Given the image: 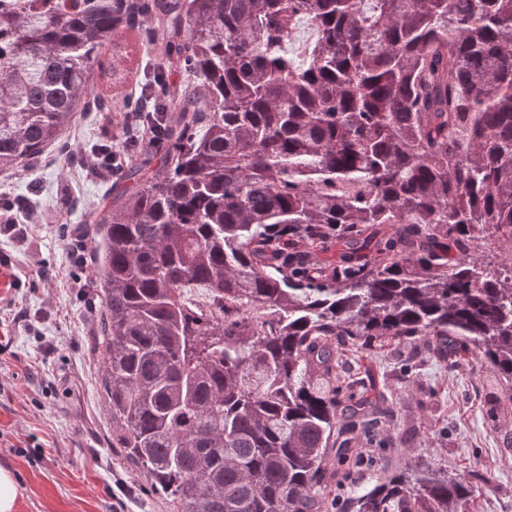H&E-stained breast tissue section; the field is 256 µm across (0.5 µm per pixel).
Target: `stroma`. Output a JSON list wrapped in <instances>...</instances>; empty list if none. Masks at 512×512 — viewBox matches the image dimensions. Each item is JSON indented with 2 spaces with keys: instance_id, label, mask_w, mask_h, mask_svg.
<instances>
[{
  "instance_id": "35a3bbf8",
  "label": "stroma",
  "mask_w": 512,
  "mask_h": 512,
  "mask_svg": "<svg viewBox=\"0 0 512 512\" xmlns=\"http://www.w3.org/2000/svg\"><path fill=\"white\" fill-rule=\"evenodd\" d=\"M154 27L126 28L117 43H104L101 62H111L116 45L126 59L123 83L97 86L104 108L79 113L58 146L0 175V198L29 209L27 238H0V254L12 259L0 266V465L17 481L16 512H170L112 445L96 350L100 311L66 279L46 278L69 264L66 227L93 223L110 202L111 179L87 165L92 147L129 138L126 105L154 73L183 81L164 70ZM394 362L388 352L358 360L388 374L395 418L376 469L352 484L331 480L336 512H354L355 485L371 487L420 457L479 474L472 512H512V389L476 359L455 368L428 361L406 381L393 377Z\"/></svg>"
}]
</instances>
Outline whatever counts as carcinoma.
Segmentation results:
<instances>
[{
	"label": "carcinoma",
	"instance_id": "obj_1",
	"mask_svg": "<svg viewBox=\"0 0 512 512\" xmlns=\"http://www.w3.org/2000/svg\"><path fill=\"white\" fill-rule=\"evenodd\" d=\"M152 11L186 84L126 113L161 133L96 219L112 447L171 512H324L327 458L384 445L388 396H341L344 354L426 337L512 382V262L483 255L512 249V0H0L1 173L104 105L96 56ZM472 498L423 461L353 505Z\"/></svg>",
	"mask_w": 512,
	"mask_h": 512
}]
</instances>
